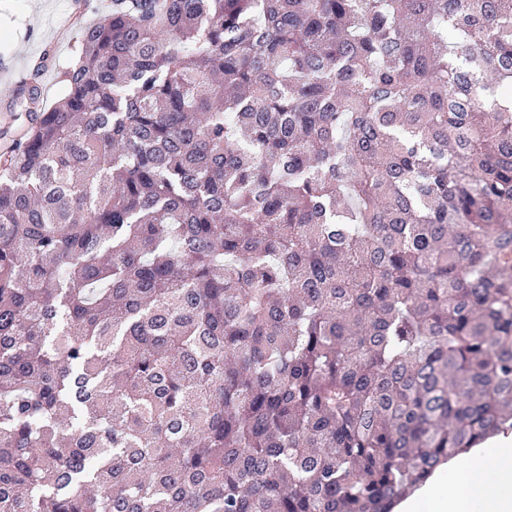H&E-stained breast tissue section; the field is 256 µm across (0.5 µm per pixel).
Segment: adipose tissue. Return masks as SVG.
<instances>
[{"label":"adipose tissue","instance_id":"obj_1","mask_svg":"<svg viewBox=\"0 0 512 512\" xmlns=\"http://www.w3.org/2000/svg\"><path fill=\"white\" fill-rule=\"evenodd\" d=\"M448 477V492L431 481L399 512H512V434L453 460Z\"/></svg>","mask_w":512,"mask_h":512}]
</instances>
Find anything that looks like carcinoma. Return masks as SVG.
Masks as SVG:
<instances>
[{
  "instance_id": "carcinoma-1",
  "label": "carcinoma",
  "mask_w": 512,
  "mask_h": 512,
  "mask_svg": "<svg viewBox=\"0 0 512 512\" xmlns=\"http://www.w3.org/2000/svg\"><path fill=\"white\" fill-rule=\"evenodd\" d=\"M60 79L0 121V512H393L507 430L512 0H112Z\"/></svg>"
}]
</instances>
